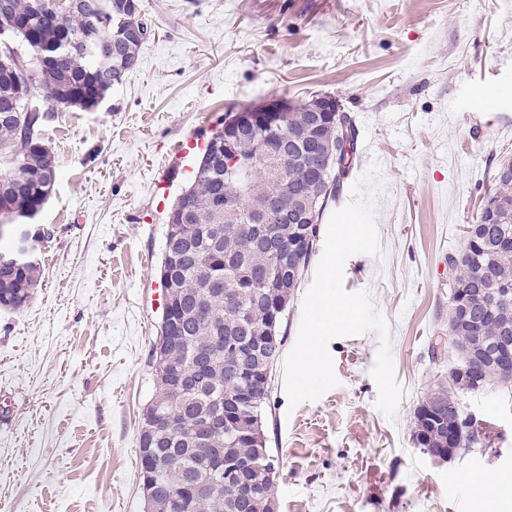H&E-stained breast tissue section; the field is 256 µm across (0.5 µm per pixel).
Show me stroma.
<instances>
[{
    "label": "stroma",
    "mask_w": 512,
    "mask_h": 512,
    "mask_svg": "<svg viewBox=\"0 0 512 512\" xmlns=\"http://www.w3.org/2000/svg\"><path fill=\"white\" fill-rule=\"evenodd\" d=\"M155 34L95 110L45 130L57 178L35 219L50 234L26 307L0 310V506L5 512H142L140 417L164 305L171 205L228 111L326 93L351 112L371 165L381 254L350 256L406 389L375 406L377 332L330 341L338 379L290 408L284 364L263 409L279 460L277 512H512V390L461 394L484 446L435 462L415 411L447 385L448 255L461 251L498 163L512 157V0H141Z\"/></svg>",
    "instance_id": "stroma-1"
}]
</instances>
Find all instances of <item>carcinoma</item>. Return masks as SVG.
Wrapping results in <instances>:
<instances>
[{"label": "carcinoma", "mask_w": 512, "mask_h": 512, "mask_svg": "<svg viewBox=\"0 0 512 512\" xmlns=\"http://www.w3.org/2000/svg\"><path fill=\"white\" fill-rule=\"evenodd\" d=\"M11 15L0 29L20 38L36 57L43 51L58 52L54 66H33L21 62L8 49L0 50V153L10 158V169L0 174V200L16 216L38 213L49 200L55 185L57 166L44 143L45 127L63 107L91 110L107 98L112 87L122 83L135 68L145 40L128 33L136 20L145 19L140 0H104L112 5V23L103 28L92 9L95 0L69 7L64 12L54 0H9ZM100 32L115 42L112 56L101 64L92 61L83 42ZM28 72L30 88L41 91L19 98L14 70ZM317 96L295 107L288 127H313L311 136L290 142L288 159L279 157L280 136L272 130L246 131L241 148L256 155V164L247 174H229L224 161L214 153L204 154L194 172L192 184L180 195L168 214L161 277H169L164 287L172 291L175 309L163 314L159 332L175 336L165 350L163 361L193 375L202 374L200 387L181 391L164 379L153 381L148 403V419L157 424L154 434V462L149 480L153 493L143 498L144 512H270L275 501V473L266 469L273 457L264 437L246 439L244 423L252 433L260 432V411L269 400L267 386L257 380L239 385L255 394L254 403L239 401L234 417L224 419V429L210 441L195 434L199 416L224 412L225 399L236 389L228 386L224 368L207 367L214 330L231 342L234 349L224 353L230 362L245 358L256 366L266 357L281 355L284 336L277 335L273 351L259 346L256 338L271 320L281 321L288 300L300 286L302 275L288 274L283 288H272L268 278L280 279L284 267L296 260L306 269L314 254L324 211L328 202L343 192L346 178L356 158L358 134L352 116L345 112L342 125L325 113L312 112ZM499 163L493 188L486 194L476 223L469 225L463 250L448 254L452 271L450 293L464 303H475L472 317L464 321L449 314L448 330L461 355L460 364L450 370L458 378L466 366L480 373L482 385L491 382L512 386V368L495 360L497 351L512 349V178L503 176ZM281 193L290 209L301 199L309 206L308 217L297 224H285L278 213L254 216L250 207L269 191ZM266 224V242L253 236L255 221ZM41 278L36 259L21 267L0 263V309L18 310L31 298ZM234 296V305L207 296V289ZM200 305L210 311L203 319L194 311ZM457 396L453 389L430 394L417 410L415 436L420 448L448 447V423L455 417ZM179 413L176 430L165 427V416ZM483 427L462 430L458 448L465 450L481 442ZM224 449L220 462L207 452ZM231 467L235 476L219 484L218 495L179 493V480L194 475L224 474Z\"/></svg>", "instance_id": "obj_1"}]
</instances>
